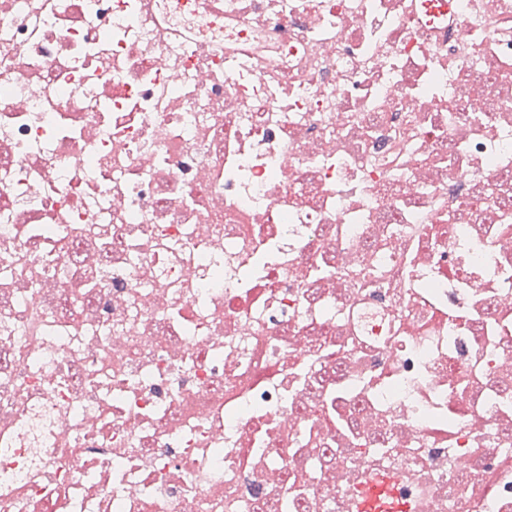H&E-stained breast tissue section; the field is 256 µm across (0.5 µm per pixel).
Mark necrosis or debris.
Listing matches in <instances>:
<instances>
[{
	"label": "necrosis or debris",
	"mask_w": 512,
	"mask_h": 512,
	"mask_svg": "<svg viewBox=\"0 0 512 512\" xmlns=\"http://www.w3.org/2000/svg\"><path fill=\"white\" fill-rule=\"evenodd\" d=\"M1 269L0 512H512V0H0ZM352 512H412V502L399 477H364L347 488Z\"/></svg>",
	"instance_id": "1"
}]
</instances>
